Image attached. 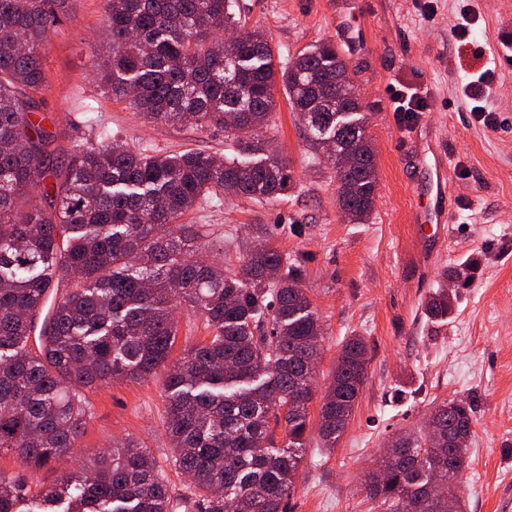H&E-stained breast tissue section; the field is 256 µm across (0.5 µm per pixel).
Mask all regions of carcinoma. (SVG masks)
Segmentation results:
<instances>
[{"label":"carcinoma","instance_id":"1","mask_svg":"<svg viewBox=\"0 0 512 512\" xmlns=\"http://www.w3.org/2000/svg\"><path fill=\"white\" fill-rule=\"evenodd\" d=\"M68 0H0V451L40 467L73 452L87 423L85 391L114 379L166 380L172 462L198 490L190 512H285L295 489L315 395L321 327L301 273L267 242L238 272L195 258L201 232L179 220L198 200H268L290 189L281 158L266 155L267 128L282 84L292 111L333 160L338 203L352 221L372 212L374 153L354 86L336 45L323 42L276 66L259 27L241 31L232 0H106L97 83L144 120L222 125L242 162L192 152L149 155L118 138L77 146L58 160L29 119L44 84L40 48ZM53 179L36 202L32 171ZM52 312L41 315L49 289ZM185 305L212 329L209 340L168 360L173 310ZM451 310L448 293L427 303ZM42 319L37 349L28 347ZM367 379V345L346 340L319 404L318 434L333 448ZM473 408L438 404L422 430L397 437L367 495L387 512H465L460 476ZM284 424L278 444L270 424ZM26 485L0 472V512ZM39 512H173L146 449L100 454L81 475L37 493Z\"/></svg>","mask_w":512,"mask_h":512}]
</instances>
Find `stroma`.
Instances as JSON below:
<instances>
[{
	"label": "stroma",
	"instance_id": "1",
	"mask_svg": "<svg viewBox=\"0 0 512 512\" xmlns=\"http://www.w3.org/2000/svg\"><path fill=\"white\" fill-rule=\"evenodd\" d=\"M246 27L265 30L280 62L330 40L341 51L367 118L377 187L371 217L351 223L337 201L331 161L312 143L283 90L264 138L288 163L290 190L267 201L227 196L197 202L199 256L239 271L259 241L301 271L323 331L317 387L325 389L342 342L364 337L368 378L347 428L325 447L310 423L286 512H378L365 482L397 435L421 429L433 408L473 407L471 463L461 476L468 512H512V0H236ZM106 0H71L41 49L44 86L34 121L59 155L112 138L150 153L235 157L223 127L145 123L94 81ZM468 38L453 29L462 12ZM417 91L421 112L392 109L394 90ZM482 109L490 122L474 119ZM447 178L446 232L424 242L435 166ZM447 289L448 317L429 297ZM165 369L89 390V418L74 453L38 469L0 452V471L41 490L81 473L102 450L146 448L185 512L195 489L171 462Z\"/></svg>",
	"mask_w": 512,
	"mask_h": 512
}]
</instances>
